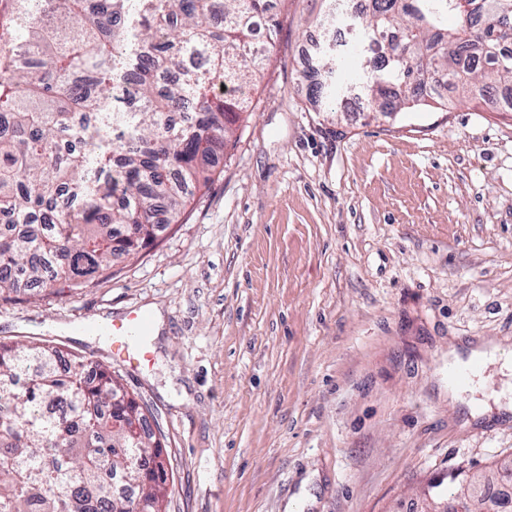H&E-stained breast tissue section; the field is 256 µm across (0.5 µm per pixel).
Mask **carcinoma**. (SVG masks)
Instances as JSON below:
<instances>
[{"instance_id":"1","label":"carcinoma","mask_w":512,"mask_h":512,"mask_svg":"<svg viewBox=\"0 0 512 512\" xmlns=\"http://www.w3.org/2000/svg\"><path fill=\"white\" fill-rule=\"evenodd\" d=\"M279 0H0V300L87 291L117 257L155 242L211 179L244 114L238 90L263 71ZM369 0L348 18L353 44L322 52L316 91L367 111L441 109L427 87L483 99L512 84V0ZM456 26L448 29V17ZM358 55L361 79L334 75ZM135 79L114 124L112 89ZM94 169L97 177H86ZM99 372L95 383L87 372ZM162 445L120 379L39 340L0 342V512H162ZM458 480L465 512H493Z\"/></svg>"}]
</instances>
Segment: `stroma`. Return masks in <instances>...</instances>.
<instances>
[{
	"mask_svg": "<svg viewBox=\"0 0 512 512\" xmlns=\"http://www.w3.org/2000/svg\"><path fill=\"white\" fill-rule=\"evenodd\" d=\"M325 0H283L238 139L177 224L84 292L0 304L119 373L167 462L165 512H424L512 483V364L448 393V355L512 352V112H333L305 76ZM155 306L145 356L97 329ZM483 476L472 477L469 480H458V475H452L450 483L456 485V489L450 494V499L456 501L459 499L464 504L465 511L462 512H495L489 499L487 500L481 490V501L477 502L472 499L470 490L476 481H481ZM458 480V481H457ZM457 481V483H456Z\"/></svg>",
	"mask_w": 512,
	"mask_h": 512,
	"instance_id": "obj_1",
	"label": "stroma"
}]
</instances>
